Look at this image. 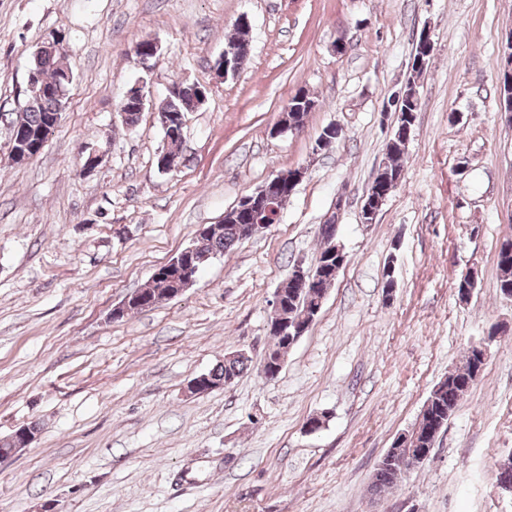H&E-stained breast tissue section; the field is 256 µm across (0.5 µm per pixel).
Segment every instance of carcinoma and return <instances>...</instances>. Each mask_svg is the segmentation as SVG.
<instances>
[{
    "mask_svg": "<svg viewBox=\"0 0 512 512\" xmlns=\"http://www.w3.org/2000/svg\"><path fill=\"white\" fill-rule=\"evenodd\" d=\"M247 26L237 27V34L227 40V43L242 50L241 60H246L250 53L251 41L248 38ZM63 53L57 52L41 58L38 68L45 84L53 85L60 74L66 69L62 62ZM197 96L194 86H184L180 89L178 97L165 101L160 111L171 114L170 130L175 132L171 144L175 149H180L183 133L180 132L177 114L188 111L193 100ZM421 105L414 95L408 94L400 102L401 117L399 122L414 126L415 114L419 112ZM309 114L303 104L296 102L288 112V123L295 129L304 127ZM58 100L52 96H46L32 105L27 101L19 103L18 108L11 114L10 125L12 132L23 135L24 141L34 149H39L43 142L45 130L57 122ZM394 144L388 147V162L385 169L390 174H402L401 158L406 152L408 142L400 138L391 137ZM265 192L278 208H283L288 200L286 194L276 179L271 178L265 184ZM243 242L240 225L233 223L230 216H225L224 223L216 224L207 234H197L192 240L191 261L201 269L212 259L232 251ZM179 256L172 258V263L166 267L154 271L148 286L139 291V294L131 300L128 312L138 313L156 305L166 297L175 295L177 288L181 287V280L177 275L176 261ZM498 266L500 270L498 289L503 296H512V240H504L498 250ZM316 271L312 278L315 282L308 283L288 276L286 285L282 288L280 305L276 308V316L271 322L270 332L275 339L274 345L266 353V376L274 378L280 373V361L293 346L288 336L275 329L278 324L289 327L300 325L302 317L306 313L313 312L318 307L319 301L325 297L336 279V254L331 244L320 241L315 262ZM477 356L470 350L466 356L465 365L448 374L437 383L429 393L421 412V418L412 432L401 435L396 439L399 443L398 452L403 457H415L431 453L437 434L448 424V420L454 413L459 402L473 385L472 379L477 369ZM250 357L243 351H236L231 357L224 358V362L218 367L206 373L208 381L216 388L229 387L236 379L250 367ZM401 466L391 465L383 458L375 469L371 491L380 494L397 485L401 481Z\"/></svg>",
    "mask_w": 512,
    "mask_h": 512,
    "instance_id": "obj_1",
    "label": "carcinoma"
}]
</instances>
